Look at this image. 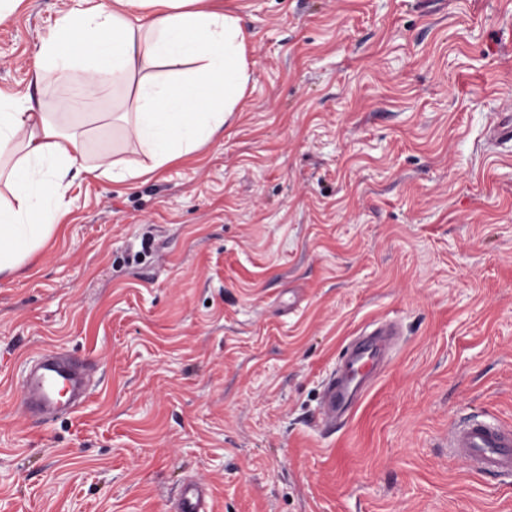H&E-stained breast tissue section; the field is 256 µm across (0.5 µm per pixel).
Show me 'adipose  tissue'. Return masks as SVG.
Wrapping results in <instances>:
<instances>
[{"instance_id":"adipose-tissue-1","label":"adipose tissue","mask_w":512,"mask_h":512,"mask_svg":"<svg viewBox=\"0 0 512 512\" xmlns=\"http://www.w3.org/2000/svg\"><path fill=\"white\" fill-rule=\"evenodd\" d=\"M251 79L247 32L220 0H79L41 42L35 85L66 97L125 88L118 113L143 161L90 155L83 134L66 131L23 96L0 91V277L30 266L67 211L71 172L115 183L159 171L220 134Z\"/></svg>"}]
</instances>
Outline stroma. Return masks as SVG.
Segmentation results:
<instances>
[{
  "instance_id": "1",
  "label": "stroma",
  "mask_w": 512,
  "mask_h": 512,
  "mask_svg": "<svg viewBox=\"0 0 512 512\" xmlns=\"http://www.w3.org/2000/svg\"><path fill=\"white\" fill-rule=\"evenodd\" d=\"M72 0L0 21V89L116 157L122 88L60 99L32 62ZM249 36L234 120L123 183L73 174L68 212L0 279V512H512V477L448 454L512 425V0H224ZM400 336L349 419L313 423L354 336ZM47 351L90 360L85 404L27 415ZM174 512H212L206 485L197 480L185 483L180 488Z\"/></svg>"
}]
</instances>
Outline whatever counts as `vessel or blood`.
Wrapping results in <instances>:
<instances>
[{
    "instance_id": "vessel-or-blood-1",
    "label": "vessel or blood",
    "mask_w": 512,
    "mask_h": 512,
    "mask_svg": "<svg viewBox=\"0 0 512 512\" xmlns=\"http://www.w3.org/2000/svg\"><path fill=\"white\" fill-rule=\"evenodd\" d=\"M393 325H382L351 346L348 368L331 377L325 387L319 420L329 429L344 422L363 395L373 370L382 362ZM85 362L57 354L41 356L22 380L28 406L49 417L79 404L86 396ZM449 454L464 456L480 474L512 476V428L484 415L459 420L448 432ZM174 512H212L209 490L203 483H185Z\"/></svg>"
}]
</instances>
